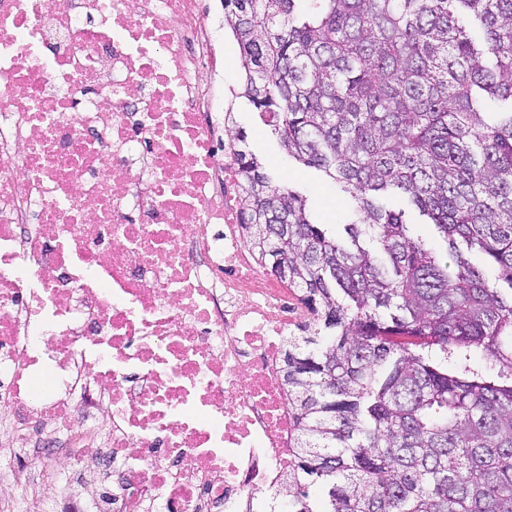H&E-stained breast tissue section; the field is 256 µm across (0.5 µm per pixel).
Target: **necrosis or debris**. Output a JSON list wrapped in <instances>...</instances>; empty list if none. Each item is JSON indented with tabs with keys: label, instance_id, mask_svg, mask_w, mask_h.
<instances>
[{
	"label": "necrosis or debris",
	"instance_id": "4bbe7bcc",
	"mask_svg": "<svg viewBox=\"0 0 512 512\" xmlns=\"http://www.w3.org/2000/svg\"><path fill=\"white\" fill-rule=\"evenodd\" d=\"M199 0H0V469L108 461L65 512H243L292 457L309 320L242 229Z\"/></svg>",
	"mask_w": 512,
	"mask_h": 512
}]
</instances>
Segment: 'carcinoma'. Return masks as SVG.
<instances>
[{
	"mask_svg": "<svg viewBox=\"0 0 512 512\" xmlns=\"http://www.w3.org/2000/svg\"><path fill=\"white\" fill-rule=\"evenodd\" d=\"M229 2L241 96L354 201L336 238L239 150L247 243L323 323L284 351L277 495L288 512H512V0ZM383 202L389 209H406V218L413 224V232L416 235L422 236L425 239L430 240L438 249L440 254H444L446 251V245L438 238L435 233L434 226L432 224H426L429 221L425 217H420L418 212L409 210L406 208L405 201L399 194H391L387 196Z\"/></svg>",
	"mask_w": 512,
	"mask_h": 512,
	"instance_id": "obj_1",
	"label": "carcinoma"
}]
</instances>
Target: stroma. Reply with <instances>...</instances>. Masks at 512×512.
<instances>
[{"mask_svg": "<svg viewBox=\"0 0 512 512\" xmlns=\"http://www.w3.org/2000/svg\"><path fill=\"white\" fill-rule=\"evenodd\" d=\"M205 2L209 19L217 31V44L224 54V84L231 89L224 105L225 111L232 114L230 131H245L247 149L261 159L265 172L272 177L274 183L289 185L306 195L319 222L331 225L332 229H339L341 218L353 206L351 197L332 186L322 172L289 161L263 117L246 98L240 97L242 69L239 48L231 31L224 24V4L222 0ZM41 466V459L32 455L28 457L23 470L0 472V497L16 499L21 512H46L48 505L59 496V487L43 486L38 497L30 500L18 497L20 483L36 477Z\"/></svg>", "mask_w": 512, "mask_h": 512, "instance_id": "35a3bbf8", "label": "stroma"}]
</instances>
